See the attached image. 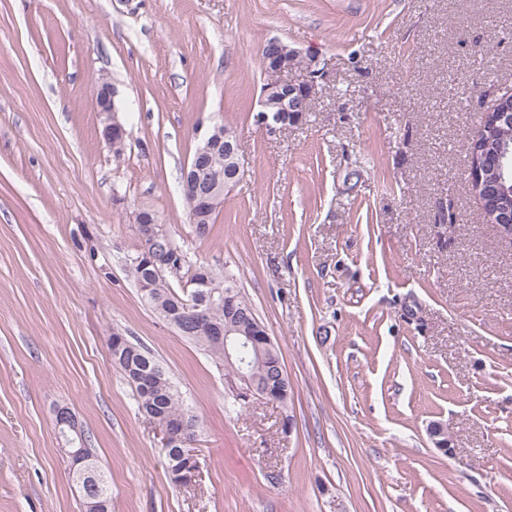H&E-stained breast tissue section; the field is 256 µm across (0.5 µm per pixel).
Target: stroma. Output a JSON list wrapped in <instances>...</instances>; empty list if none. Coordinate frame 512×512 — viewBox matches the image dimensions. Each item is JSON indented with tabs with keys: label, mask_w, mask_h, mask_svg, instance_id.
Returning a JSON list of instances; mask_svg holds the SVG:
<instances>
[{
	"label": "stroma",
	"mask_w": 512,
	"mask_h": 512,
	"mask_svg": "<svg viewBox=\"0 0 512 512\" xmlns=\"http://www.w3.org/2000/svg\"><path fill=\"white\" fill-rule=\"evenodd\" d=\"M506 25L512 0H0V512H81L59 406L112 512H512V240L469 177L512 89ZM273 37L321 74L310 112L269 134ZM215 123L238 134L241 179L200 239L180 170ZM142 206L189 262L234 275L288 407L230 411L223 372L144 302ZM116 331L198 417L196 483L171 482ZM116 96L117 90L114 85L108 77L102 76L97 85L95 98L97 101V112L105 116L101 135L111 150L112 145L115 146L118 143H123L126 137V130L115 113L117 112L115 103ZM125 147L126 142L121 152H113L112 150L113 156L120 158L124 154Z\"/></svg>",
	"instance_id": "obj_1"
}]
</instances>
